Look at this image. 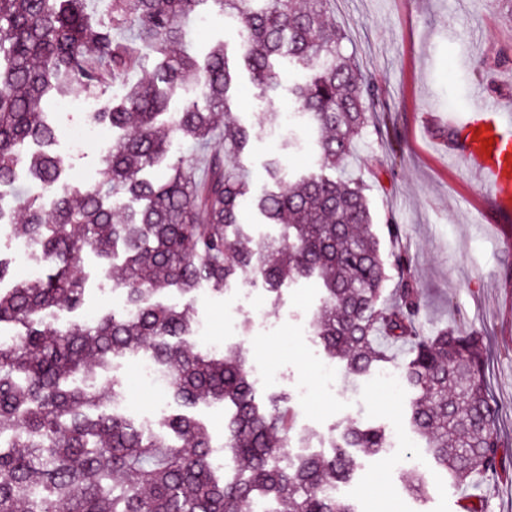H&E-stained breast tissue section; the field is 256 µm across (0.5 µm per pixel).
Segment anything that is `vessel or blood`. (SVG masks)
<instances>
[{
  "label": "vessel or blood",
  "mask_w": 512,
  "mask_h": 512,
  "mask_svg": "<svg viewBox=\"0 0 512 512\" xmlns=\"http://www.w3.org/2000/svg\"><path fill=\"white\" fill-rule=\"evenodd\" d=\"M512 132V111L493 102L452 121L448 129V147L461 156L470 170L489 191L494 209L512 217V153L504 151L501 137ZM491 139L483 148V139Z\"/></svg>",
  "instance_id": "b4317fda"
}]
</instances>
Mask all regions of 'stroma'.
I'll list each match as a JSON object with an SVG mask.
<instances>
[{
  "mask_svg": "<svg viewBox=\"0 0 512 512\" xmlns=\"http://www.w3.org/2000/svg\"><path fill=\"white\" fill-rule=\"evenodd\" d=\"M204 26L186 27L190 53L204 57L217 44H235L216 6L202 13ZM330 18L346 35V53L356 55L363 73L381 91L374 115L360 141L358 179L374 215L381 250H405L411 273L421 288V323L425 333L448 327L475 331L485 340L486 374L491 394L502 408L499 435L512 450V221H501L490 209L484 188L465 162L448 151L449 116L468 111L470 90L484 85L487 96L512 108V15L498 0H334ZM44 108L58 129L54 152L68 167L74 186L94 184L103 155L94 145L81 154L67 147L68 133L93 125L92 112L60 109L53 98ZM232 109L255 135L244 156L253 192L268 186L265 164L278 156L285 177L316 169L311 128L299 129L302 145H283L285 122L268 124V106L247 72L237 79ZM222 129L207 144L175 138L170 155L205 178L212 155L223 153ZM385 159L382 169L364 165V157ZM394 216L402 229L390 240L384 220ZM88 278L81 310L65 313L66 322H82L112 309V282L93 256H85ZM323 303L319 279L284 285L272 295L238 277L223 292L201 289L193 295L194 333L187 344L215 352L244 347L250 373L272 367L277 382H256L260 401L288 399L291 432L285 450L297 458L311 450L330 454L344 426L358 423L383 428L387 451L361 457L344 498L357 512H463L470 496L482 499L486 512H512V462L475 486H460L439 470L414 437L407 414L415 392L401 385L386 394L376 375L350 378L343 363H331L312 332V320ZM134 357L115 359L99 387L121 383L127 390L119 413L157 430L160 418L175 412L166 395L142 385L132 367ZM333 364L335 384H328L324 364ZM425 471L429 492L419 498L408 490L411 469Z\"/></svg>",
  "mask_w": 512,
  "mask_h": 512,
  "instance_id": "stroma-1",
  "label": "stroma"
}]
</instances>
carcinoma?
Masks as SVG:
<instances>
[{"mask_svg": "<svg viewBox=\"0 0 512 512\" xmlns=\"http://www.w3.org/2000/svg\"><path fill=\"white\" fill-rule=\"evenodd\" d=\"M210 2L237 24L239 49L220 44L199 61L180 46L186 22ZM331 2L109 0L110 19L94 26L90 0H0V187L24 166L53 197L49 213L40 198H22V218L11 221L38 249L41 267L33 279L0 288V333L18 327L0 342V436L9 440L0 448V512H246L257 499L274 502L277 512H355L329 489L351 479L356 451L388 448L385 431L350 424L331 455L283 459L290 433L283 400L260 404L242 350L216 356L178 341L192 334L190 306L158 300L172 286L185 295L202 284L222 291L246 274L270 293L317 275L325 297L314 336L355 377L391 361L376 333L411 345L402 373L417 392L410 425L437 466L458 485L498 472L501 408L489 394L483 337L423 334L408 253L382 255L363 188L341 175L378 91L344 52L345 36L328 20ZM142 46L155 57V73L127 83L124 96L98 113L124 137L98 181L73 190L51 151L56 129L43 101L74 90L106 95L114 79L140 66ZM284 60L304 72L290 87L298 104L292 118L320 133V171L287 181L272 158L265 170L273 187L257 196L249 169L216 154L200 186L179 161L162 181L142 177L168 159L172 135L207 141L221 111L224 155L242 157L251 133L231 112L237 66L271 104ZM195 80L204 100L170 111L174 91ZM248 209L264 224L282 225L257 253L243 246ZM119 244L127 254L114 281L122 308L65 327L45 319L81 309L83 255H95L110 275ZM391 269L399 279L387 293ZM138 354L161 369L181 407L163 419L164 434L116 412L126 398L120 384L112 383L110 407L95 384L115 359ZM200 403L231 405L222 461L207 427L189 414ZM235 466L241 476L224 480L222 468Z\"/></svg>", "mask_w": 512, "mask_h": 512, "instance_id": "1", "label": "carcinoma"}]
</instances>
